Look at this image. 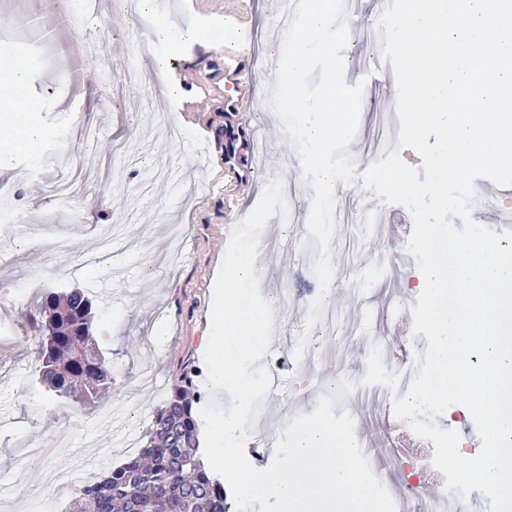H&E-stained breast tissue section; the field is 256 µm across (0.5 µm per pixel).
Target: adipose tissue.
<instances>
[{
	"label": "adipose tissue",
	"instance_id": "obj_1",
	"mask_svg": "<svg viewBox=\"0 0 512 512\" xmlns=\"http://www.w3.org/2000/svg\"><path fill=\"white\" fill-rule=\"evenodd\" d=\"M153 37L168 49L167 58L156 60L155 74L164 77L168 57L180 55L186 42L194 40L207 43L211 32L200 25L176 27L165 19L154 18ZM30 71L25 60L18 54L0 50V167H5L13 155L35 153L49 131L34 123L31 116L37 110L36 103L28 97Z\"/></svg>",
	"mask_w": 512,
	"mask_h": 512
}]
</instances>
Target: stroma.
Instances as JSON below:
<instances>
[{
	"label": "stroma",
	"mask_w": 512,
	"mask_h": 512,
	"mask_svg": "<svg viewBox=\"0 0 512 512\" xmlns=\"http://www.w3.org/2000/svg\"><path fill=\"white\" fill-rule=\"evenodd\" d=\"M22 2L18 11L0 0V47L26 56L29 94L41 103L34 119L50 134L38 156H15L0 169V182L18 183L21 191L12 223L0 224V512H67L76 486L136 453L154 410L183 371L194 374L201 403L214 398L230 406L227 392L213 395L205 386L212 291L230 233L255 208L273 169L296 196L295 210L272 217L262 231L277 261L256 265L262 297L281 301L283 335L272 339L261 360L278 382L273 398L281 411L259 415L260 427L247 445L263 448L265 461H272L292 419L312 413L318 398L346 378L357 387L337 400L335 414L353 417L363 451L377 454L382 467L391 469L394 486L406 488L412 462L394 415L374 403L378 386L361 380L371 339L384 362L413 365L412 324L394 311L419 294L409 285L418 272L406 250L412 220L404 207L364 190L362 179L336 187L335 277L305 359L293 356L319 294L312 271L318 252L307 231L314 191L280 121L260 105L276 82L263 64L270 45L282 41L273 25L281 0H186L177 21L204 24L213 36L208 44L188 45L170 65L168 78L179 87L174 94L153 78L158 45L136 58V80L119 85L115 62L130 55L133 32L150 28L148 18L119 0H98L96 6L93 25L106 37L101 67L82 57L66 67L52 64L47 47L77 46L87 32L60 21L57 0ZM357 9L368 22H349L344 61L348 85H364L348 147L362 172L370 165L368 139L391 112L396 79L390 69L368 71L369 53L380 42L379 0H358ZM230 19L250 32L249 44L224 42L220 31ZM203 55L216 65L214 78L192 68ZM167 123L179 129L177 141L165 138ZM227 124L251 144L248 165L225 161L217 132ZM83 127L90 136H80ZM69 168L79 173L72 201L55 189ZM157 169L164 178L148 180ZM478 183L485 191L470 209L472 220L505 232L495 218L512 208V195L488 178ZM176 228L182 238L174 253L170 236ZM74 287L92 300L99 344L118 374L116 392L97 407L48 398L35 374L29 315L46 292ZM157 324L168 329L160 345L148 340ZM54 472L64 474L66 486H46V475Z\"/></svg>",
	"instance_id": "1"
}]
</instances>
